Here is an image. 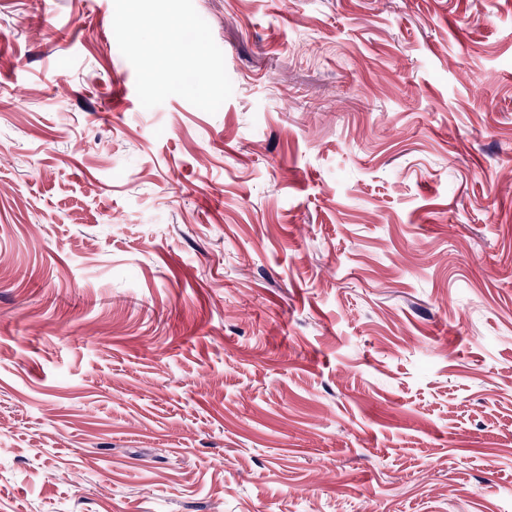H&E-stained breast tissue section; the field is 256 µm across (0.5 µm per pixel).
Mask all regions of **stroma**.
<instances>
[{
	"instance_id": "1",
	"label": "stroma",
	"mask_w": 512,
	"mask_h": 512,
	"mask_svg": "<svg viewBox=\"0 0 512 512\" xmlns=\"http://www.w3.org/2000/svg\"><path fill=\"white\" fill-rule=\"evenodd\" d=\"M511 503L512 0H0V512ZM182 25L181 19L170 20L161 31L157 41L151 46L155 59V70L147 74L149 79H154L156 72L162 71L165 60L174 55L178 45L176 36Z\"/></svg>"
}]
</instances>
